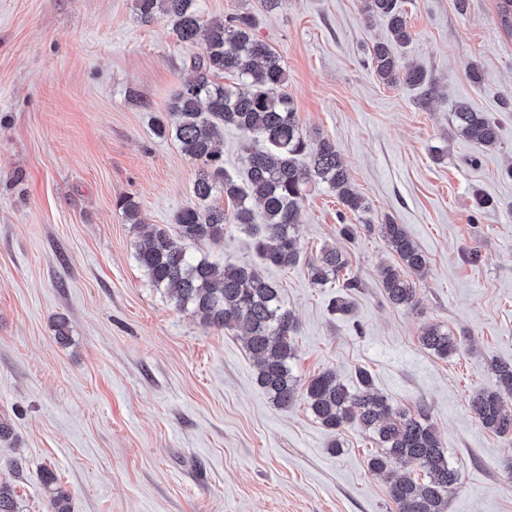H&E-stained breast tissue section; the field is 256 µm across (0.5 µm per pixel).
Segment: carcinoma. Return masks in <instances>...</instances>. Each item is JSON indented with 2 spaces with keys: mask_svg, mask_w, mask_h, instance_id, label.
<instances>
[{
  "mask_svg": "<svg viewBox=\"0 0 512 512\" xmlns=\"http://www.w3.org/2000/svg\"><path fill=\"white\" fill-rule=\"evenodd\" d=\"M138 16L149 22L162 19L185 44L204 40V54L194 60L197 76L175 92L164 114L155 117L159 135L175 140L200 173L193 185L195 202L173 216V224L153 227L136 251V261L151 283L162 288L176 307L190 311L203 325L234 330L242 336L255 361L257 384L274 404L287 408L303 399L321 424L339 433L354 424L371 434L379 449L369 459L376 474L395 476L389 486L397 512H448V498L458 484L441 437L425 411L412 415L397 411L372 387L370 373L356 371L350 389L331 370L300 381L293 373L296 349L292 336L298 329L295 314L281 297L280 288L247 264L221 265L188 252L186 245L216 244L224 237L227 215L211 203L220 193L233 205V221L251 236L263 261L281 268L306 267L312 283L335 279L346 267L342 253L327 249L307 258L294 233L305 201V186L322 183L336 191L349 211L366 209L363 199L349 187L346 164L336 143L311 137L301 126L288 96V71L279 54L254 36L256 17L229 16L202 28L198 0H135ZM369 16L386 19L390 39L370 51L373 74L391 86L424 87L436 92L434 82L418 65L397 52L410 39L407 20L398 0H364ZM233 82H222L224 76ZM454 125L464 138L490 147L498 140V127L461 101ZM233 126L253 137L246 149L241 180L224 173V152L216 145L218 130ZM263 208V223H255L252 202ZM125 221L144 224L140 204L132 197L119 201ZM388 247L400 259L386 266L380 277L386 299L395 306L416 305L410 278L427 267V257L400 224L380 225ZM422 346L440 357L458 350L447 329L429 324L420 336ZM497 388L479 391L470 407L481 425L498 434L512 435V413L505 398L512 395V364H495ZM423 473L419 478L411 467ZM41 481L48 512H71L70 496L46 470ZM0 512H18L11 484L0 482Z\"/></svg>",
  "mask_w": 512,
  "mask_h": 512,
  "instance_id": "cac0c4a2",
  "label": "carcinoma"
}]
</instances>
